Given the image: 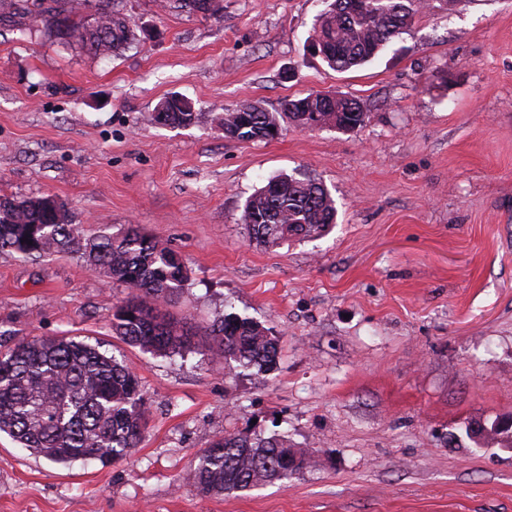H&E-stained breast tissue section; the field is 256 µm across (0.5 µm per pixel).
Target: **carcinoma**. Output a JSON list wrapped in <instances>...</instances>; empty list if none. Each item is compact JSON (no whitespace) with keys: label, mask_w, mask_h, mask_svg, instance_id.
I'll use <instances>...</instances> for the list:
<instances>
[{"label":"carcinoma","mask_w":512,"mask_h":512,"mask_svg":"<svg viewBox=\"0 0 512 512\" xmlns=\"http://www.w3.org/2000/svg\"><path fill=\"white\" fill-rule=\"evenodd\" d=\"M26 17L48 14L45 0H13ZM421 0H332L318 17L311 39L324 62L338 72L371 59L416 14ZM88 51L102 55L128 43L125 18L104 12L92 28H68ZM294 123L316 120L338 130L364 125L367 113L350 97L328 100L305 96L282 104ZM167 120L188 126L195 113L172 102ZM224 135L242 141L278 135V114L254 104L219 117ZM336 207L324 185L309 176L279 175L245 203L241 221L250 240L277 245L321 236L335 223ZM78 252L85 262L128 289L112 308V334L127 344L165 356L197 352L209 359L266 374L278 363L276 338L256 322L226 314L204 327L210 343L196 346L173 316L188 274L183 259L130 225L117 233H90L64 210L60 216L39 205V198L0 197V252L32 262L60 252ZM147 425L140 378L97 346L65 336L22 340L0 350V432L32 454L55 464L96 459L108 464L126 457L142 441ZM314 465L306 451L281 436L249 438L226 433L213 439L196 458L193 484L202 496L249 491L286 483Z\"/></svg>","instance_id":"cac0c4a2"}]
</instances>
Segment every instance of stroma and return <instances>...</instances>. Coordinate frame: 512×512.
Here are the masks:
<instances>
[{"label":"stroma","instance_id":"1","mask_svg":"<svg viewBox=\"0 0 512 512\" xmlns=\"http://www.w3.org/2000/svg\"><path fill=\"white\" fill-rule=\"evenodd\" d=\"M133 33L107 55L29 19L0 22V195H52L90 232L137 226L177 252L174 315L258 322L267 374L155 356L112 334L128 290L76 253L0 252V345L68 336L141 379L147 432L110 464H53L0 433V512H512V450L472 426L512 418V0H431L368 64L329 69L307 44L327 0H93ZM337 92L364 126L280 122L226 137L245 103ZM187 127L149 122L169 96ZM303 173L336 207L323 236L251 242L240 221L269 178ZM287 436L313 467L204 497L191 469L217 436Z\"/></svg>","mask_w":512,"mask_h":512}]
</instances>
